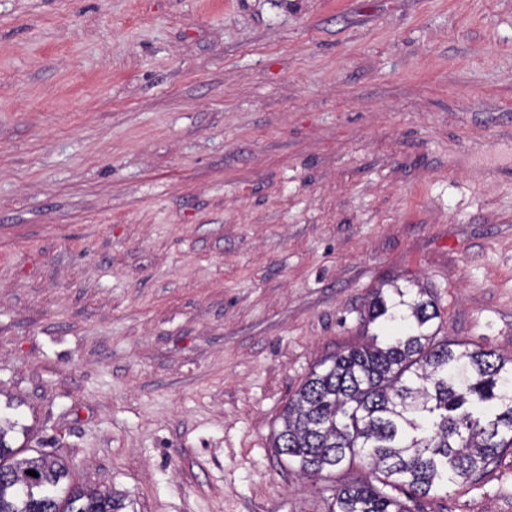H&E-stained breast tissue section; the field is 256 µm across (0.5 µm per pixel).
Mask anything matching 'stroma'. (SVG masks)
I'll list each match as a JSON object with an SVG mask.
<instances>
[{
	"label": "stroma",
	"mask_w": 512,
	"mask_h": 512,
	"mask_svg": "<svg viewBox=\"0 0 512 512\" xmlns=\"http://www.w3.org/2000/svg\"><path fill=\"white\" fill-rule=\"evenodd\" d=\"M424 289L512 356V0H0V404L127 512H326L272 446ZM412 512H512V448Z\"/></svg>",
	"instance_id": "1"
}]
</instances>
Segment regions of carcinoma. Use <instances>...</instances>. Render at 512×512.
<instances>
[{
    "label": "carcinoma",
    "instance_id": "carcinoma-1",
    "mask_svg": "<svg viewBox=\"0 0 512 512\" xmlns=\"http://www.w3.org/2000/svg\"><path fill=\"white\" fill-rule=\"evenodd\" d=\"M437 318L406 288L376 290L367 322L390 339L336 354L288 400L273 440L280 459L312 475L368 462L367 478L336 489L328 512H411L391 490L427 497L512 447V358L435 341ZM7 434L0 426V512H125V497L64 485L67 465L19 456Z\"/></svg>",
    "mask_w": 512,
    "mask_h": 512
}]
</instances>
